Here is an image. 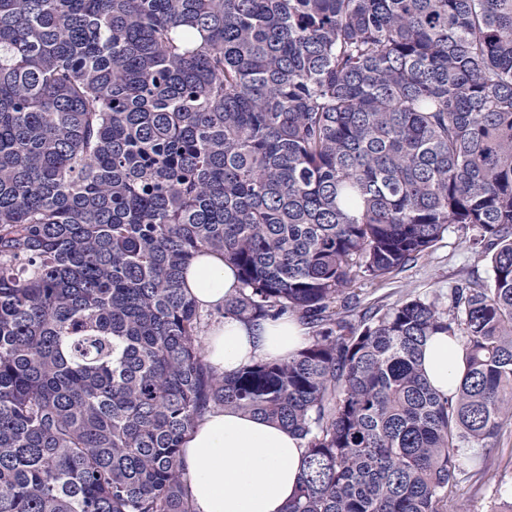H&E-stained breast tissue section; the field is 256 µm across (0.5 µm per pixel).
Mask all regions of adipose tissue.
I'll return each instance as SVG.
<instances>
[{"label": "adipose tissue", "mask_w": 512, "mask_h": 512, "mask_svg": "<svg viewBox=\"0 0 512 512\" xmlns=\"http://www.w3.org/2000/svg\"><path fill=\"white\" fill-rule=\"evenodd\" d=\"M240 283L235 269L214 254L196 256L185 271V289L204 309L223 306ZM306 344L298 319L283 315L254 325L228 315L206 341L205 360L230 375L253 360L285 359ZM463 352L447 335L431 337L423 368L441 393L456 387ZM195 512H284L301 481L305 449L276 422L232 409H212L183 445Z\"/></svg>", "instance_id": "ef3b65f1"}]
</instances>
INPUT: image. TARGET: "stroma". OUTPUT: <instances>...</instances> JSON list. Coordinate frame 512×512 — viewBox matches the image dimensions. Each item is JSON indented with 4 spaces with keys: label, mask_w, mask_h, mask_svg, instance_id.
<instances>
[{
    "label": "stroma",
    "mask_w": 512,
    "mask_h": 512,
    "mask_svg": "<svg viewBox=\"0 0 512 512\" xmlns=\"http://www.w3.org/2000/svg\"><path fill=\"white\" fill-rule=\"evenodd\" d=\"M479 228L449 226L428 252L402 271L352 287L350 304H336L337 318L359 322L366 310H384L399 300L420 297L450 308L454 288L488 283L490 269L478 243ZM474 459H461L448 512H502L512 502V421Z\"/></svg>",
    "instance_id": "35a3bbf8"
}]
</instances>
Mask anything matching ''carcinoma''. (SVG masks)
Segmentation results:
<instances>
[{
  "label": "carcinoma",
  "mask_w": 512,
  "mask_h": 512,
  "mask_svg": "<svg viewBox=\"0 0 512 512\" xmlns=\"http://www.w3.org/2000/svg\"><path fill=\"white\" fill-rule=\"evenodd\" d=\"M452 224L487 287L336 320ZM202 253L237 271L224 314L310 342L215 373ZM213 408L303 441L286 512H448L512 419V0H0V512H194ZM462 358V349L454 337L431 336L423 358V368L431 385L445 395L454 391Z\"/></svg>",
  "instance_id": "carcinoma-1"
}]
</instances>
